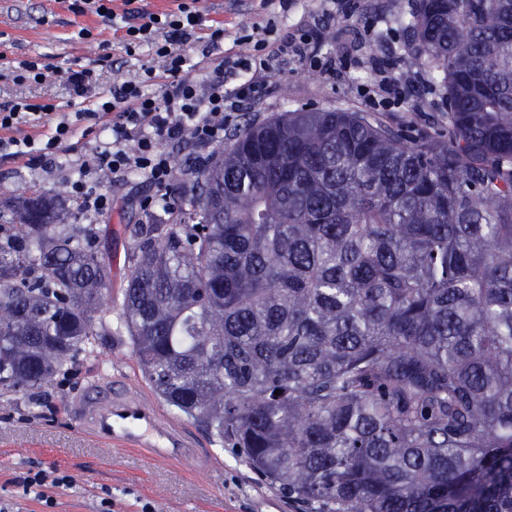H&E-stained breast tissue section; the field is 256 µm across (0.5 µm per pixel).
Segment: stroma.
<instances>
[{
    "label": "stroma",
    "instance_id": "35a3bbf8",
    "mask_svg": "<svg viewBox=\"0 0 512 512\" xmlns=\"http://www.w3.org/2000/svg\"><path fill=\"white\" fill-rule=\"evenodd\" d=\"M74 0H0V104L28 100L39 103L53 99L58 111L71 113L81 107L67 87L70 71L93 69L98 86L112 85L150 68L162 73L164 62L149 48L127 54L122 18L128 7L149 13L176 10L181 0H112L113 17L78 11ZM348 0H288L280 8L277 0H196L207 25L223 26L224 46L248 53L239 43L243 29L270 27L273 38L291 39L312 27H320L323 50L335 57L344 70L332 78L305 62L290 63L287 70L270 79L263 101L236 114L230 130L260 124L289 111L336 110L365 112L406 134H435L445 129L443 91L432 84L410 88L404 103L394 110L372 106L364 93L378 75L368 60L384 58L392 72H400L409 55L410 43L396 24L397 16L409 13L415 0H362V12L346 16ZM344 23H337V15ZM36 60L48 69L44 83L20 82L14 64ZM70 155L60 152L44 166L0 156V184L11 185L17 195L50 193L68 172ZM190 175L176 173L163 189L132 173L112 193L108 211L95 217L78 215L76 202L62 195L59 206L64 223L95 224L97 248L107 260L125 259L133 248L135 231L145 223L147 211H161L163 202L189 188ZM117 373L135 383L144 377L127 337H103L98 357L73 363L68 375L45 385L43 391H23L0 400V507L5 512H303L277 487L256 474L237 449L217 444L199 422L173 409L165 413L194 431L214 448L215 464L207 470L188 471L173 463H157L128 451L108 454L87 439L78 437L66 415L65 403L54 409L39 407L41 392L72 395L82 383ZM37 466L69 474L67 488L45 487L53 506L44 497L25 493L16 476Z\"/></svg>",
    "mask_w": 512,
    "mask_h": 512
}]
</instances>
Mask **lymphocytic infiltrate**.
Instances as JSON below:
<instances>
[{"label":"lymphocytic infiltrate","mask_w":512,"mask_h":512,"mask_svg":"<svg viewBox=\"0 0 512 512\" xmlns=\"http://www.w3.org/2000/svg\"><path fill=\"white\" fill-rule=\"evenodd\" d=\"M126 18V53H135L146 44L165 61L161 96L143 93V83L153 79L152 70L147 69L140 78L124 81L89 99L98 78L93 70L81 69L67 78L73 94L86 101L75 117L54 119L55 105L48 100L0 105V150L31 165L46 160L62 142L73 139L78 122H102V138L90 153L72 161V175L67 179L71 196L88 215L104 212L111 204L108 194L88 183L91 171L108 172L116 181L137 173L157 187H167L173 177L169 146L223 143L224 126L232 113L262 99L269 79L283 72L288 63L301 60L327 74L336 72L335 60L319 53L321 39L316 29L289 41L248 33L244 39L251 46L250 52L228 55L224 52L223 28L197 37L201 14L184 2L162 17L136 9L128 11ZM194 39L199 42L202 57L218 54L222 62L217 69L192 77L179 47ZM44 118L51 119L52 124L42 138H15L20 124Z\"/></svg>","instance_id":"obj_1"}]
</instances>
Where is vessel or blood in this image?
I'll return each mask as SVG.
<instances>
[{
    "mask_svg": "<svg viewBox=\"0 0 512 512\" xmlns=\"http://www.w3.org/2000/svg\"><path fill=\"white\" fill-rule=\"evenodd\" d=\"M67 413L75 429L101 447L114 451L144 449L150 460L211 462L188 428L167 418L143 387L122 376L91 380L72 395Z\"/></svg>",
    "mask_w": 512,
    "mask_h": 512,
    "instance_id": "obj_1",
    "label": "vessel or blood"
}]
</instances>
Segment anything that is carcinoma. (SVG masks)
<instances>
[{"label":"carcinoma","instance_id":"cac0c4a2","mask_svg":"<svg viewBox=\"0 0 512 512\" xmlns=\"http://www.w3.org/2000/svg\"><path fill=\"white\" fill-rule=\"evenodd\" d=\"M399 23L448 139L335 110L240 129L138 226L115 325L95 225L0 186V397L124 332L168 406L307 512H512V0Z\"/></svg>","mask_w":512,"mask_h":512}]
</instances>
